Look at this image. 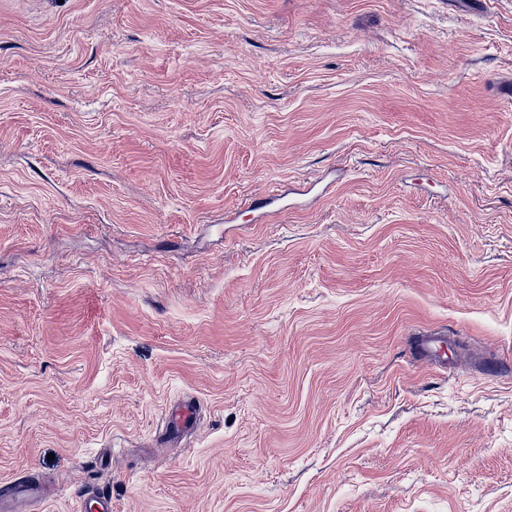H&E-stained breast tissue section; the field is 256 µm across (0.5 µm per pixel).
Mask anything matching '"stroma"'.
Returning a JSON list of instances; mask_svg holds the SVG:
<instances>
[{"instance_id": "1", "label": "stroma", "mask_w": 512, "mask_h": 512, "mask_svg": "<svg viewBox=\"0 0 512 512\" xmlns=\"http://www.w3.org/2000/svg\"><path fill=\"white\" fill-rule=\"evenodd\" d=\"M508 85L512 0H0V484L512 512ZM443 342H446V340H442V336L424 334L418 337L417 350L421 355L428 358L431 364L443 366L446 364L440 350V344ZM199 406L194 399H185L173 406L170 411V424L178 432L191 430L197 424Z\"/></svg>"}]
</instances>
